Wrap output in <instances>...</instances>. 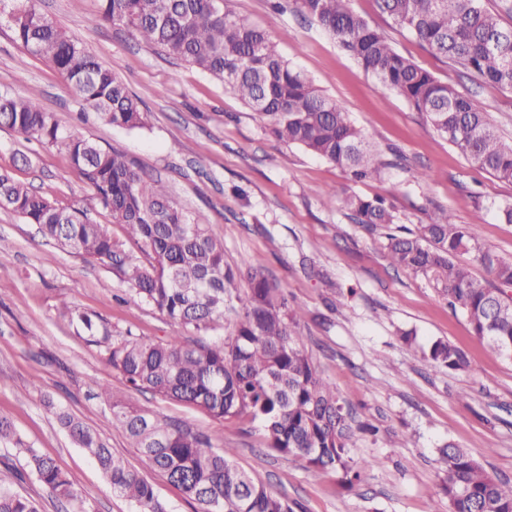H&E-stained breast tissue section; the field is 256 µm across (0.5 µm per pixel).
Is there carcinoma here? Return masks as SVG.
<instances>
[{"label": "carcinoma", "instance_id": "obj_1", "mask_svg": "<svg viewBox=\"0 0 512 512\" xmlns=\"http://www.w3.org/2000/svg\"><path fill=\"white\" fill-rule=\"evenodd\" d=\"M97 19L126 27L140 41L196 67L236 94L264 123L269 135L339 166L353 182L382 176L384 164L362 130L278 50L263 28L231 7V0H99ZM350 0H277L315 21L384 89L399 93L437 134L475 168L512 183V143L489 123L479 102L439 81L395 51L380 31L349 6ZM381 13L423 42L437 57L453 61L489 87L512 89V25L503 24L484 0H376ZM14 39L27 54L50 62L71 84L83 108L125 130L145 127L140 101L82 42L47 18L31 0H0ZM0 128L14 130L65 153L87 181L92 206L64 204L31 190L0 170V207L38 226L62 250L112 273L128 291L185 329L207 334L224 327V311L236 314L233 330L212 342L192 344L172 336L163 341L120 338L93 315L65 309L62 317L82 327L107 353L110 366L133 388L193 405L215 419L247 417L261 425L268 447L339 472L352 486L369 464L350 456L354 435L350 410L320 374L298 334L301 310L262 272L249 265L250 286L235 288L236 272L224 255V239L213 225L189 220L159 180L147 177L124 156L103 149L61 126L29 96L0 91ZM329 205L341 204L358 223L385 234L392 265L432 275L448 305L465 314L473 334L499 355L512 359V259L483 245L473 227L437 210L430 221L404 230L381 197L332 188ZM100 209L123 226L137 250L114 240L95 221ZM470 254L493 278L473 277L458 256ZM427 360L450 371L468 368L458 346L437 340ZM112 397V426L199 505L198 512H292L288 501L233 462V450L216 448L176 420H158ZM72 440L96 461L112 487L136 512H166L154 486L112 453L97 434L49 397ZM0 443L24 453L36 480L60 502L86 512L68 477L28 446L13 423L0 417ZM442 490L454 512H512V490L502 487L468 450L438 449ZM0 512H39L37 503L0 487Z\"/></svg>", "mask_w": 512, "mask_h": 512}]
</instances>
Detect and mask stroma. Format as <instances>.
<instances>
[{
	"mask_svg": "<svg viewBox=\"0 0 512 512\" xmlns=\"http://www.w3.org/2000/svg\"><path fill=\"white\" fill-rule=\"evenodd\" d=\"M259 24L304 76L335 99L363 131L387 167L382 179L350 183L335 164L280 143L233 93L184 62L139 41L125 27L94 22L97 0H36L38 10L74 33L142 103L143 129L112 127L83 109L64 78L47 62L26 57L7 18L0 17V88L37 99L60 125L77 129L105 149L123 153L161 179L191 220L214 225L226 260L245 269L261 259L267 278L301 308L300 334L322 376L348 405L358 431L350 447L368 462L363 480L268 448L258 423L213 419L201 409L127 386L106 356L62 305L93 312L113 335L153 341L182 328L133 298L111 273L59 249L35 225L0 208V415L65 472L87 512H135L114 495L99 467L78 448L43 404L95 430L153 484L168 512L197 505L167 482L110 423L98 382L150 414L188 422L215 446L284 497L294 512H448L439 448L467 449L487 472L512 489V361L477 339L467 318L453 311L433 276L393 266L384 231L357 224L351 213L323 201L332 187L384 196L399 226L427 223L438 209L473 225L480 240L512 258V224L498 208L512 203V183L472 168L406 100L380 87L314 23L277 12L271 0H233ZM352 9L391 46L441 82L477 98L504 140H512V90L482 85L455 63L432 55L395 26L374 0ZM35 191L64 202L88 201L90 188L66 156L22 134L0 130V170ZM431 178L418 180V172ZM460 347L467 371L430 366L428 346ZM0 485L36 500L40 512H72L25 470L15 449L0 446Z\"/></svg>",
	"mask_w": 512,
	"mask_h": 512,
	"instance_id": "35a3bbf8",
	"label": "stroma"
}]
</instances>
